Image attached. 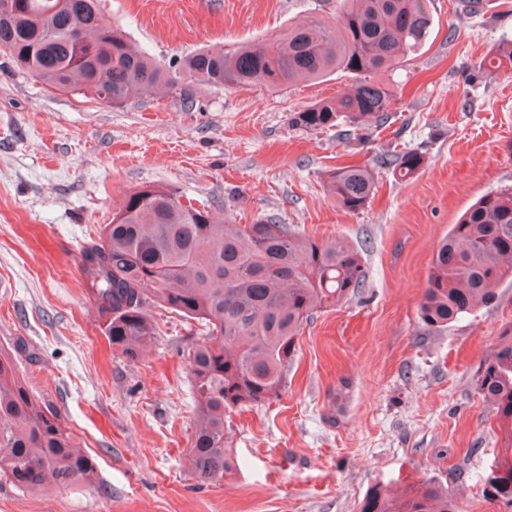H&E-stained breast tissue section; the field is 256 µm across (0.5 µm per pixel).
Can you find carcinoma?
Returning a JSON list of instances; mask_svg holds the SVG:
<instances>
[{"instance_id":"1","label":"carcinoma","mask_w":512,"mask_h":512,"mask_svg":"<svg viewBox=\"0 0 512 512\" xmlns=\"http://www.w3.org/2000/svg\"><path fill=\"white\" fill-rule=\"evenodd\" d=\"M0 10V51L44 84L83 91L121 106L143 86L189 104L192 86L280 87L341 69L354 88L290 114L291 127L320 132L346 121L355 130L388 122L394 94L370 77L416 53L426 42L431 14L425 0H350L337 24L290 28L264 42L226 50L201 48L166 66L154 64L112 25L99 0H19ZM424 162L418 152L387 159L400 179ZM329 194L350 213L368 205L374 176L365 166L336 168ZM80 269L112 347L129 358L154 336V305L204 323L207 341L188 354L196 400L189 465L201 483L230 471L224 415L270 399L285 387L296 338L314 312L359 293L367 270L358 251L317 241L257 216L248 224H217L204 207L184 203L172 189L143 187L129 194L112 223L81 246ZM512 278V188L481 197L451 225L431 261L419 319L441 332L478 306L497 302ZM476 390L491 402L505 433L499 464L483 495L512 507V329L502 332L481 365ZM94 473L90 455L62 418L45 409L0 350V479L35 491L68 487ZM359 512H461L442 484L427 481L408 494L369 491Z\"/></svg>"}]
</instances>
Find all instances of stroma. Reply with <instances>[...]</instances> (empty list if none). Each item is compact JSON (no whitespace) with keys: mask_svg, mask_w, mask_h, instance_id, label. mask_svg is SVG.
I'll return each mask as SVG.
<instances>
[{"mask_svg":"<svg viewBox=\"0 0 512 512\" xmlns=\"http://www.w3.org/2000/svg\"><path fill=\"white\" fill-rule=\"evenodd\" d=\"M425 46L376 80L393 90L367 142L344 127L303 133L289 115L348 91L341 71L270 88L199 85L192 107L139 92L114 107L50 89L0 54V348L95 461L90 481L30 492L0 482V512H358L376 487L434 479L464 512H508L483 497L502 452L492 404L475 390L512 324V280L498 301L447 331L418 306L439 241L485 194L512 187V70H481L512 42V6L428 0ZM108 20L156 63L204 46L265 41L338 22L341 0H103ZM424 157L396 180L381 159ZM361 164L377 191L359 213L328 195L330 170ZM164 186L217 221L276 215L356 249L362 294L303 327L287 384L226 415L232 469L198 485L188 460L195 394L188 351L206 327L153 307L137 359L113 349L79 268V249L126 196Z\"/></svg>","mask_w":512,"mask_h":512,"instance_id":"stroma-1","label":"stroma"}]
</instances>
